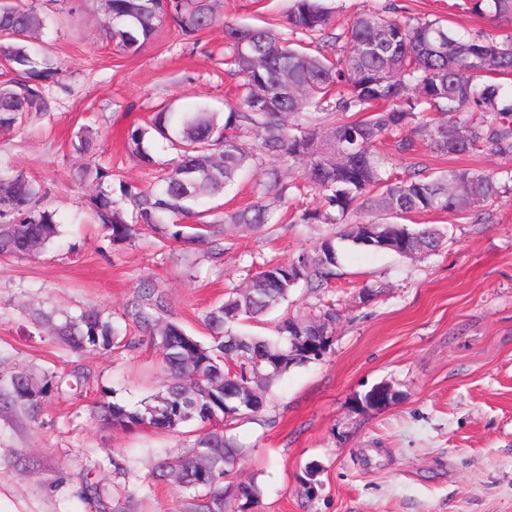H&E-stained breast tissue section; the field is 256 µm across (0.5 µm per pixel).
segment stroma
<instances>
[{"mask_svg":"<svg viewBox=\"0 0 512 512\" xmlns=\"http://www.w3.org/2000/svg\"><path fill=\"white\" fill-rule=\"evenodd\" d=\"M337 19L391 7L393 14L443 17L458 32L492 30L470 0H327ZM289 0H223L224 20L286 31ZM63 69L50 115L0 130V156L47 190L44 203L63 218L61 245L25 259L0 261V380L19 371L48 375L61 390L38 419L0 408V512H95L79 492L103 489L104 504L129 502L132 512H174L183 490L152 479L157 455L178 454L182 434L113 428L97 418L98 402L137 403L160 390L165 375L153 340L133 333L126 347L71 350L31 321L55 319L90 305L120 317L142 282L170 299L168 319L200 341L209 335L204 310L264 262H283L311 249L319 234L291 223L318 204L291 196L273 234L227 237L221 262L205 247L183 256L162 248L150 231L113 244L102 225L81 219L85 197L73 179L71 140L82 127L99 132L101 163L115 179L147 184L148 171L123 147L127 130L145 125L155 106L173 101L224 108L237 102L238 79L224 63V32L216 27L184 39L163 27L135 54L117 51L90 11L47 31ZM396 173L468 168L512 173V154L442 156L427 145L400 154L393 140L377 145ZM410 224L445 229L433 254L413 258L345 248L330 288L292 294L282 312L311 319L335 309L332 343L316 361L276 378L264 411L238 421L244 453L231 482L254 479V512H512V189L465 217L407 216ZM377 297L363 300L364 288ZM85 381L74 386L76 373ZM396 398L379 409L358 400L379 384ZM126 473H117L115 463ZM319 468L305 494L306 467Z\"/></svg>","mask_w":512,"mask_h":512,"instance_id":"stroma-1","label":"stroma"}]
</instances>
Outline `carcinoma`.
I'll return each mask as SVG.
<instances>
[{"label": "carcinoma", "instance_id": "cac0c4a2", "mask_svg": "<svg viewBox=\"0 0 512 512\" xmlns=\"http://www.w3.org/2000/svg\"><path fill=\"white\" fill-rule=\"evenodd\" d=\"M220 0H102L105 35L124 53H137L165 24L183 36L215 27ZM498 32L462 35L443 19L418 20L375 11L350 24L335 22L323 0H291L288 32L223 24L224 50L240 77L239 99L228 110L209 105L183 110L160 104L150 123L127 130L125 145L139 164L153 171V182L113 186L112 170L97 161L98 137L80 131L72 149L83 163L75 172L89 188L86 205L97 224L111 230L112 244L132 239L146 226L189 252L208 246L224 255L227 227L270 234L277 206L298 185L297 172L319 199L301 209L294 224H345L349 216L371 212L375 246L365 243L361 223L325 234L296 257L266 264L242 288L202 314L209 331L205 344L175 321L165 320L170 301L152 283H142L122 314L125 326L155 340L166 383L136 405L102 402L101 418L115 427L143 426L176 431L208 414L217 422L184 440V451L160 459L152 477L178 475L186 492L178 512H251L259 491L254 481L224 486L243 448L230 433L237 421L265 407L271 381L295 365L317 360L331 341L310 348L299 336L317 340L312 322L285 315L278 339L234 330L244 321L260 322L288 301L292 291L328 287L336 278L342 244L383 251L379 243L398 242L399 256L439 250L444 232L432 225L413 228L391 217L434 212L467 214L500 197L506 181L494 173L448 169L424 174L411 166L403 177L388 170V158L376 144L395 139L397 150L411 155L422 141L450 157L475 152L512 154V0H471ZM77 6L47 13L43 0H0V128L20 127L50 112L53 84L61 69L41 48L43 33L63 25ZM303 35L317 53L298 39ZM254 134L255 149L243 137ZM165 141L176 156L161 160L152 145ZM271 165L254 185L253 201L226 213L220 200L242 174ZM40 183L12 161L0 157V259L34 254L60 236L57 212L42 205ZM69 347L119 346L123 327L96 307L67 315L61 322L35 317ZM236 337L246 353L224 344ZM53 386L19 372L0 388V405L15 406L38 419ZM158 409L144 420L147 407Z\"/></svg>", "mask_w": 512, "mask_h": 512}]
</instances>
